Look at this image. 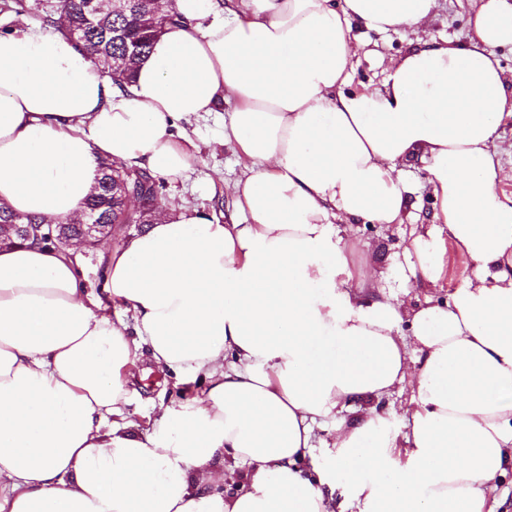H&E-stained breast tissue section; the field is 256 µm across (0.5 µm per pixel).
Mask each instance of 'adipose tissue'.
Listing matches in <instances>:
<instances>
[{"mask_svg": "<svg viewBox=\"0 0 512 512\" xmlns=\"http://www.w3.org/2000/svg\"><path fill=\"white\" fill-rule=\"evenodd\" d=\"M168 25L127 88L68 36L0 34V204L76 218L101 161L170 180L177 128L234 109L238 222L180 208L105 251L0 248V512H497L512 470V0H470L464 42L417 37L352 87L355 29L429 22L438 0H159ZM432 220L407 209L408 162ZM408 225L393 290L344 232ZM472 270L447 298L443 256ZM423 289L420 298L409 297ZM124 315H112V304ZM196 385L130 419L139 354ZM409 390L396 430L381 409ZM332 422L330 461L310 459ZM237 484V493L224 491ZM408 181L413 194L409 195L408 205H413L411 212L419 215L421 220L427 223L433 214V198L428 185V173L424 164L412 161L408 168Z\"/></svg>", "mask_w": 512, "mask_h": 512, "instance_id": "1", "label": "adipose tissue"}]
</instances>
